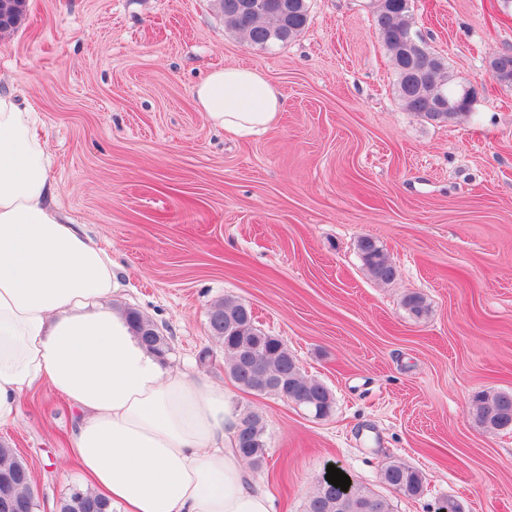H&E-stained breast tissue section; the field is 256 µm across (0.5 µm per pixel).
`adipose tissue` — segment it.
Wrapping results in <instances>:
<instances>
[{"label":"adipose tissue","mask_w":512,"mask_h":512,"mask_svg":"<svg viewBox=\"0 0 512 512\" xmlns=\"http://www.w3.org/2000/svg\"><path fill=\"white\" fill-rule=\"evenodd\" d=\"M195 98L239 136L282 109L248 66L210 71ZM37 122L33 103L0 90V428L45 385L76 409L71 453L112 512H276L232 446L224 389L170 367L108 307L112 255L60 213Z\"/></svg>","instance_id":"adipose-tissue-1"}]
</instances>
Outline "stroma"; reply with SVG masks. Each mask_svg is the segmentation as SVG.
<instances>
[{"mask_svg":"<svg viewBox=\"0 0 512 512\" xmlns=\"http://www.w3.org/2000/svg\"><path fill=\"white\" fill-rule=\"evenodd\" d=\"M309 25L265 51L224 25L215 0H27L0 35V83L33 102L58 203L112 255L114 307L171 341L170 364L258 412L257 476L278 512H304L328 466L392 512H512V430L472 418L481 391H512V0H411L414 28L472 111L432 123L406 111L375 29V0H308ZM263 72L283 100L267 132L236 138L199 112L215 67ZM371 237L397 270L365 271ZM428 311L411 315L407 293ZM231 296L335 398L318 420L243 391L211 336ZM74 412L42 387L0 441L34 475L37 512L79 485L67 460ZM398 461L425 478L407 497L380 481Z\"/></svg>","mask_w":512,"mask_h":512,"instance_id":"35a3bbf8","label":"stroma"}]
</instances>
